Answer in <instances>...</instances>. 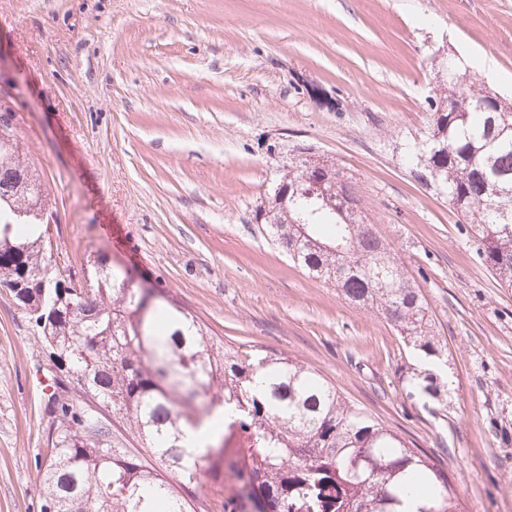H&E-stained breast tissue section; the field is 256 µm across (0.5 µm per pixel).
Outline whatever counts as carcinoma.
Returning a JSON list of instances; mask_svg holds the SVG:
<instances>
[{
    "label": "carcinoma",
    "instance_id": "1",
    "mask_svg": "<svg viewBox=\"0 0 512 512\" xmlns=\"http://www.w3.org/2000/svg\"><path fill=\"white\" fill-rule=\"evenodd\" d=\"M425 134L405 153L409 173L469 221L476 251L512 288V101L490 98L460 61L430 99ZM279 223L258 231L308 275L358 308L379 313L415 353L402 376L423 407L444 404L449 382L427 368L448 355L421 289L365 222L355 188L307 155ZM48 193L22 161L17 136L0 139V288L37 328L50 356L80 382L82 405L55 380L47 396L55 435L42 472L54 512H195L189 486L206 477L222 512H466L448 473L420 448L351 404L304 363L243 350L210 333L155 288L134 289L101 253L77 286L52 262ZM135 448H116L105 410ZM220 426L202 455L184 432Z\"/></svg>",
    "mask_w": 512,
    "mask_h": 512
}]
</instances>
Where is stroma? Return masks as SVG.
Segmentation results:
<instances>
[{
    "label": "stroma",
    "instance_id": "obj_1",
    "mask_svg": "<svg viewBox=\"0 0 512 512\" xmlns=\"http://www.w3.org/2000/svg\"><path fill=\"white\" fill-rule=\"evenodd\" d=\"M447 47L512 99V0H0V107L52 203L54 257L91 253L215 334L296 358L448 470L469 512H512V288L405 169ZM335 162L448 342L437 412L412 349L309 277L255 213L297 147ZM56 367L0 288V512H41Z\"/></svg>",
    "mask_w": 512,
    "mask_h": 512
}]
</instances>
